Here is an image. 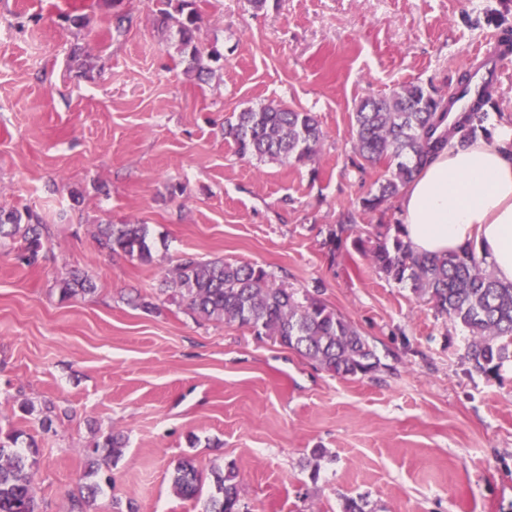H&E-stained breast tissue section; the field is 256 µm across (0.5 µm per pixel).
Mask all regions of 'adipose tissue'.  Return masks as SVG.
I'll return each mask as SVG.
<instances>
[{
	"label": "adipose tissue",
	"instance_id": "ef3b65f1",
	"mask_svg": "<svg viewBox=\"0 0 512 512\" xmlns=\"http://www.w3.org/2000/svg\"><path fill=\"white\" fill-rule=\"evenodd\" d=\"M398 209L415 252L473 245L499 280L512 282V126L463 146L450 142L407 185Z\"/></svg>",
	"mask_w": 512,
	"mask_h": 512
}]
</instances>
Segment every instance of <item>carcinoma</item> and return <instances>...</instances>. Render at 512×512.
Masks as SVG:
<instances>
[{"label": "carcinoma", "mask_w": 512, "mask_h": 512, "mask_svg": "<svg viewBox=\"0 0 512 512\" xmlns=\"http://www.w3.org/2000/svg\"><path fill=\"white\" fill-rule=\"evenodd\" d=\"M174 12H160L157 29L177 27V50L190 57L198 78L212 73L210 63L220 54H202L194 44L201 14L195 0H176ZM483 87L462 122L442 128L448 112L459 100L445 98L420 84L410 83L381 98H365L353 113L355 149L368 165H386L376 192L360 201V210L343 215L328 232V244L358 223L367 213L383 210L397 197L432 157L448 146V135L464 132L482 121L480 108L487 96ZM241 156L261 161L301 163L315 160L324 131L311 112H299L281 103L269 102L247 108L224 125ZM43 225L31 214L0 210V247L20 245V261L37 262L42 249ZM97 241L110 253L122 252L142 262L153 258V242L145 224H100ZM370 264L385 277L406 283L428 298L435 311L460 324L468 332L467 358L482 373H496L512 360V283L498 280L485 259L471 247L443 255L413 251L402 237L401 225L386 227L375 238L353 241ZM165 289L177 292L198 315L252 330L258 336L280 341L301 356L338 377H354L374 371L379 358L367 340L344 316L318 298L299 301L286 288L276 287L267 271L258 265L235 264L222 259L186 257L164 279ZM62 299L84 297L96 291L95 281L72 271L55 283ZM18 436L0 440V512H39L32 490L35 455L12 449ZM121 436L110 433L89 450L90 462L84 481L73 498L77 512H92L91 506L112 482L106 474L122 454ZM176 494L186 500L201 497L203 472L191 458L176 464L172 477ZM203 512H240L237 473L233 466L211 470L210 491Z\"/></svg>", "instance_id": "cac0c4a2"}]
</instances>
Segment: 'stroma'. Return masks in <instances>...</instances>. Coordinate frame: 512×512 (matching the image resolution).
<instances>
[{
  "mask_svg": "<svg viewBox=\"0 0 512 512\" xmlns=\"http://www.w3.org/2000/svg\"><path fill=\"white\" fill-rule=\"evenodd\" d=\"M196 3L195 43L221 55L201 80L156 28L167 0H0V209L48 226L35 265L0 249V438L35 441L40 512H71L86 450L111 432L126 446L96 512H202L172 488L185 457L234 465L249 512L359 497L366 512H512V362L475 371L465 330L355 249L402 223L395 202L325 246L385 174L354 150L356 104L410 82L453 91L475 49L512 29V0ZM499 62L481 134L512 120V52ZM271 101L317 117L315 161L243 158L225 140L234 113ZM101 224L147 225L152 262L102 250ZM185 255L257 264L321 298L379 368L339 378L193 313L162 288ZM73 269L97 290L60 300Z\"/></svg>",
  "mask_w": 512,
  "mask_h": 512,
  "instance_id": "stroma-1",
  "label": "stroma"
}]
</instances>
